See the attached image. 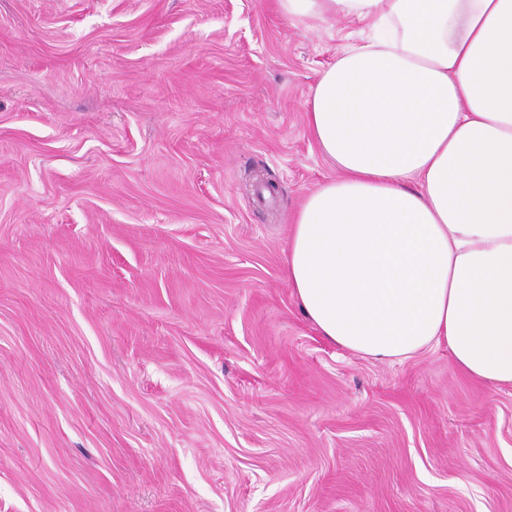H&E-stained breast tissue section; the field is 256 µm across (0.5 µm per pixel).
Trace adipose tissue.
<instances>
[{
  "instance_id": "obj_1",
  "label": "adipose tissue",
  "mask_w": 512,
  "mask_h": 512,
  "mask_svg": "<svg viewBox=\"0 0 512 512\" xmlns=\"http://www.w3.org/2000/svg\"><path fill=\"white\" fill-rule=\"evenodd\" d=\"M364 25L320 71L310 134L337 177L282 276L320 336L381 362L448 347L512 385V0H276Z\"/></svg>"
}]
</instances>
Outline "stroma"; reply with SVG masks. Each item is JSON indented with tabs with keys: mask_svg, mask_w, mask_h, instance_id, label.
<instances>
[{
	"mask_svg": "<svg viewBox=\"0 0 512 512\" xmlns=\"http://www.w3.org/2000/svg\"><path fill=\"white\" fill-rule=\"evenodd\" d=\"M358 31L0 0V512H512V386L332 345L282 278Z\"/></svg>",
	"mask_w": 512,
	"mask_h": 512,
	"instance_id": "35a3bbf8",
	"label": "stroma"
}]
</instances>
